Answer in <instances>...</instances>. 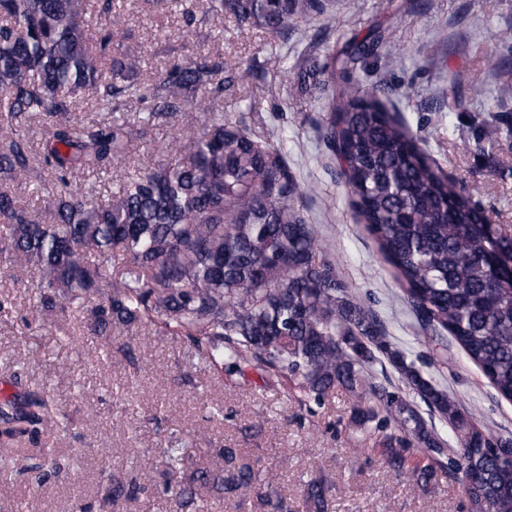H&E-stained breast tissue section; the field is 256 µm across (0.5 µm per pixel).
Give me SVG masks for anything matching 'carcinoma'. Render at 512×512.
<instances>
[{"instance_id":"1","label":"carcinoma","mask_w":512,"mask_h":512,"mask_svg":"<svg viewBox=\"0 0 512 512\" xmlns=\"http://www.w3.org/2000/svg\"><path fill=\"white\" fill-rule=\"evenodd\" d=\"M216 14L279 35L288 26L327 11L326 0H209ZM121 22L105 0L101 14L87 0H0V179L30 183V124L44 116L40 153L65 188L54 216L39 214L0 190V258L22 254L33 270L39 303L92 306V330L118 322L174 325L195 353L213 363L255 360L297 381L320 401L334 388L352 393L353 422L383 434L385 463L401 470L412 445L441 454L443 443L409 403L380 388L368 373L386 357L428 410L448 421L459 447L448 470L462 475L471 512H512V438L495 437L437 387L407 356L336 273L297 199L300 186L288 158L270 136L253 132L244 117L215 113L174 146L188 156L130 173L108 204L98 203L87 173L112 179V163L134 137L179 110V97L212 85L224 91L220 66L173 65L154 84L135 83L142 60L114 43ZM353 43L340 72L384 43L380 25ZM89 91L107 120L71 118ZM167 100L149 109L138 126L112 118V100ZM322 139L343 166L352 205L379 250L407 287L425 331H446L479 367L498 396L512 402V283L489 261L512 252V234L486 223L470 194L430 162L402 120L346 82L328 101ZM122 258L106 283L104 264ZM0 418L9 436L39 427L68 428L46 396L4 400ZM228 475L202 471L197 480L240 493L235 504L265 485L263 471L223 452ZM305 500L325 512L326 491L307 485Z\"/></svg>"}]
</instances>
